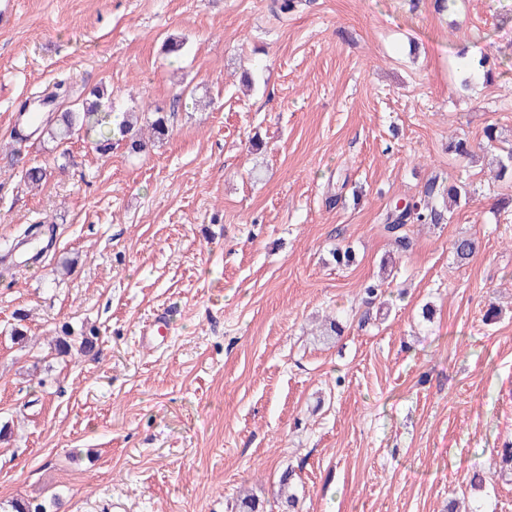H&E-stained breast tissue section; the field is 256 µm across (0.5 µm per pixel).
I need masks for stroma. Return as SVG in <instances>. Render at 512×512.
<instances>
[{
  "mask_svg": "<svg viewBox=\"0 0 512 512\" xmlns=\"http://www.w3.org/2000/svg\"><path fill=\"white\" fill-rule=\"evenodd\" d=\"M466 45L492 82L462 89ZM62 80L73 108L104 86L113 111L170 109L169 137L106 156L33 140L13 163L19 103ZM491 123L512 141V0H17L0 27V240L43 223L56 244L0 263V506L512 512V210L495 207L512 182L448 149ZM434 177L470 203L407 225L394 254L387 209ZM461 235L480 241L462 267ZM376 281L384 300L365 305ZM162 309L174 334L155 349L139 327ZM332 316L343 335L318 340ZM66 326L96 329L94 351L57 355Z\"/></svg>",
  "mask_w": 512,
  "mask_h": 512,
  "instance_id": "1",
  "label": "stroma"
}]
</instances>
